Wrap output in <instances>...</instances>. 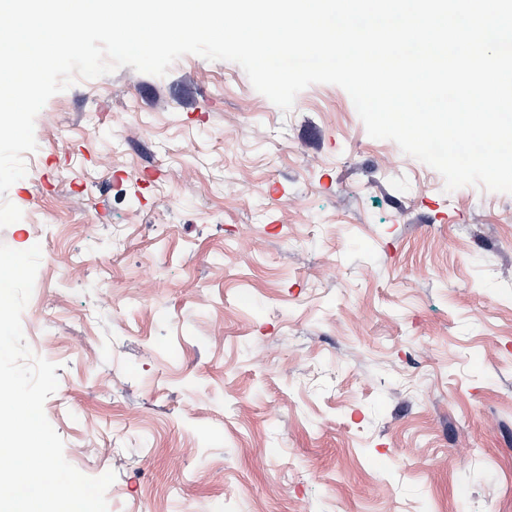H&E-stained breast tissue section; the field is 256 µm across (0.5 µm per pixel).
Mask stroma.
Returning <instances> with one entry per match:
<instances>
[{
	"instance_id": "obj_1",
	"label": "stroma",
	"mask_w": 512,
	"mask_h": 512,
	"mask_svg": "<svg viewBox=\"0 0 512 512\" xmlns=\"http://www.w3.org/2000/svg\"><path fill=\"white\" fill-rule=\"evenodd\" d=\"M34 135L0 243L41 247L24 337L108 512H512V194L193 54Z\"/></svg>"
}]
</instances>
